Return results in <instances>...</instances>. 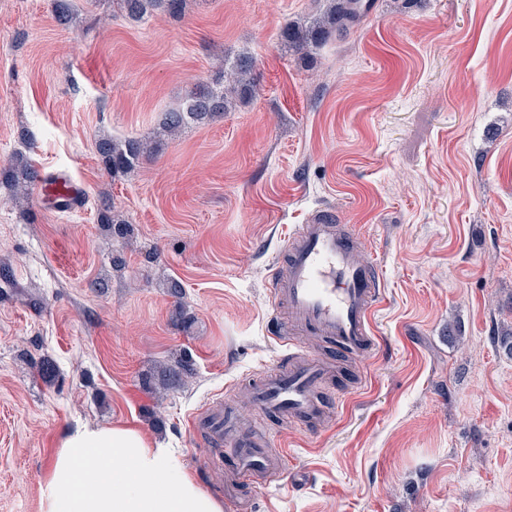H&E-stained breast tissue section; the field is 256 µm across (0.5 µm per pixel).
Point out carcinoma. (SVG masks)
Segmentation results:
<instances>
[{
	"label": "carcinoma",
	"mask_w": 512,
	"mask_h": 512,
	"mask_svg": "<svg viewBox=\"0 0 512 512\" xmlns=\"http://www.w3.org/2000/svg\"><path fill=\"white\" fill-rule=\"evenodd\" d=\"M122 8L131 17L139 18L155 11L170 16H179L184 9V0H121ZM55 16L63 25L76 21V13L71 0H53ZM363 13L361 0H336L333 6L321 17L304 25L288 26L282 38L288 48L303 52L336 34H347L350 27L360 20ZM252 88V65L242 58L231 72L221 77L215 87H201L191 92L182 111L168 113L162 132L172 135L188 119L202 121L216 114L228 111L236 97L246 98ZM97 150L108 175L133 168L139 158L148 151V145L140 140L117 142L102 138L97 142ZM40 180V174L28 161L17 160L0 168V184L4 183L11 192V200L26 199L30 190Z\"/></svg>",
	"instance_id": "cac0c4a2"
}]
</instances>
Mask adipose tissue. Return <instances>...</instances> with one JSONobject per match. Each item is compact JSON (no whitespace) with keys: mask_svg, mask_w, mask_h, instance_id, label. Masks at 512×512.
<instances>
[{"mask_svg":"<svg viewBox=\"0 0 512 512\" xmlns=\"http://www.w3.org/2000/svg\"><path fill=\"white\" fill-rule=\"evenodd\" d=\"M42 512H222L171 449L123 426L79 424L42 483Z\"/></svg>","mask_w":512,"mask_h":512,"instance_id":"adipose-tissue-1","label":"adipose tissue"}]
</instances>
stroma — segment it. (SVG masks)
Listing matches in <instances>:
<instances>
[{"mask_svg": "<svg viewBox=\"0 0 512 512\" xmlns=\"http://www.w3.org/2000/svg\"><path fill=\"white\" fill-rule=\"evenodd\" d=\"M76 3L67 28L52 0H0V166L21 155L85 192L71 213L36 191L0 207V512H41L79 423L138 428L223 501L232 474L188 424L219 396L288 448L281 481L240 486L247 512H512V0H371L306 55L280 33L329 0L138 20ZM241 57L251 97L107 175L100 137L154 140ZM104 197L130 239L100 224ZM320 209L354 227L386 303L309 432L250 381L282 356L271 268ZM180 360L192 375L162 389Z\"/></svg>", "mask_w": 512, "mask_h": 512, "instance_id": "35a3bbf8", "label": "stroma"}]
</instances>
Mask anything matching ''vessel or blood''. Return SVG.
Here are the masks:
<instances>
[{"instance_id":"obj_1","label":"vessel or blood","mask_w":512,"mask_h":512,"mask_svg":"<svg viewBox=\"0 0 512 512\" xmlns=\"http://www.w3.org/2000/svg\"><path fill=\"white\" fill-rule=\"evenodd\" d=\"M42 187L57 211L77 208L80 188L68 172L45 173ZM354 242L352 226L340 223L327 209L295 227L269 290L272 342L290 345L294 332L302 331L330 337L350 355L375 347L373 316L385 301L384 283L377 265L356 259ZM330 373L315 352H303L288 369L275 367L259 374L252 384L254 400L297 425L325 426L320 390ZM189 426L205 436L208 447L221 449V467L234 472L239 483L261 487L284 476L287 450L252 429L233 401L215 398L190 418Z\"/></svg>"}]
</instances>
